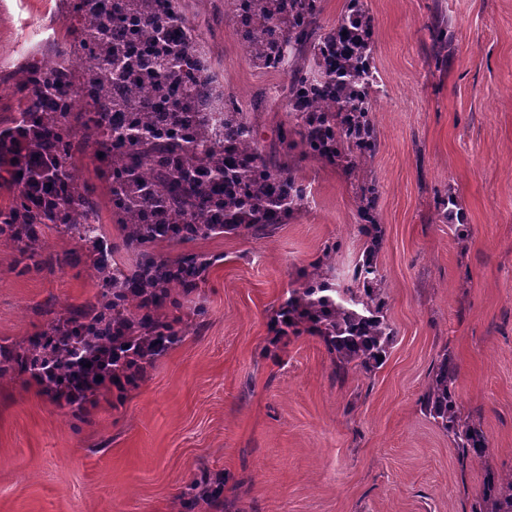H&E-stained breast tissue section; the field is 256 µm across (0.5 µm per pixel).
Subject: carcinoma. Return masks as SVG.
<instances>
[{"label":"carcinoma","instance_id":"1","mask_svg":"<svg viewBox=\"0 0 512 512\" xmlns=\"http://www.w3.org/2000/svg\"><path fill=\"white\" fill-rule=\"evenodd\" d=\"M63 2L61 48L10 76L14 112L0 117V191L7 194L0 238L15 245L19 275L69 263L68 253H44L46 228L92 245L86 258L99 292L63 311L46 306L45 329L0 344V377L27 375L80 411L100 388L122 394L135 386L181 342L164 310L199 288L213 258L167 257L159 245L242 230L263 235L310 200L288 161L267 156L249 113L224 92V75L184 0ZM227 6L252 64L288 76L283 94L292 120L279 142L348 172L359 169L377 151L369 112L378 71L364 0H348L330 27L321 21V0H227ZM432 40L438 60L450 46L448 27L433 21ZM89 142L94 173L108 189L114 239L78 173L76 158ZM379 197L375 180L357 185L366 241L351 286L329 282V249L272 319L280 335L304 330L319 337L341 380L353 368L371 372L382 364L393 336L376 263ZM457 375L453 358L444 355L421 404L462 459L480 458L486 439L458 415ZM202 504L243 512L224 499L222 476L203 474L182 495L183 512ZM472 512H512V474L487 471Z\"/></svg>","mask_w":512,"mask_h":512}]
</instances>
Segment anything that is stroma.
Segmentation results:
<instances>
[{
	"instance_id": "35a3bbf8",
	"label": "stroma",
	"mask_w": 512,
	"mask_h": 512,
	"mask_svg": "<svg viewBox=\"0 0 512 512\" xmlns=\"http://www.w3.org/2000/svg\"><path fill=\"white\" fill-rule=\"evenodd\" d=\"M364 3L382 78L378 149L353 176L279 145L285 74L252 65L225 0H188L225 92L254 113L262 145L289 156L310 206L265 236L191 243L215 263L174 312L183 342L124 395L95 393L85 418L0 377V512H177L205 472L223 474L242 512H471L486 470L512 472V0ZM439 10L452 36L440 62L428 30ZM65 15L61 0H0V71L49 58ZM360 178L379 185L393 336L378 369L339 380L318 337H275L271 319L326 246L334 285L361 260ZM450 194L446 219L438 202ZM45 242L72 263L20 276L0 238L1 340L41 331L45 304L98 292L74 243L52 230ZM446 353L459 413L487 439L464 463L421 406Z\"/></svg>"
}]
</instances>
